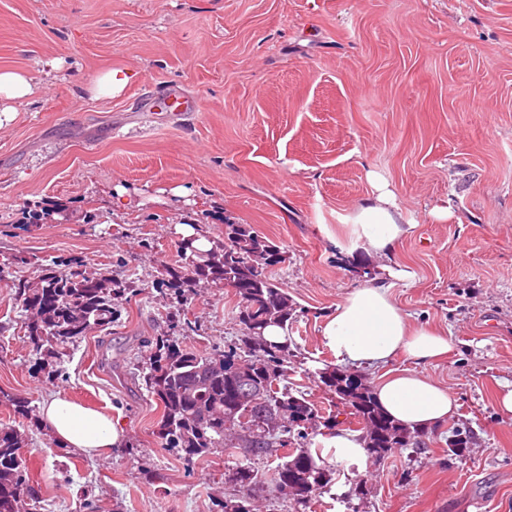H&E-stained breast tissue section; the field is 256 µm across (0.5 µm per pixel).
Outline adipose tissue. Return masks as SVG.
<instances>
[{
    "label": "adipose tissue",
    "instance_id": "1",
    "mask_svg": "<svg viewBox=\"0 0 512 512\" xmlns=\"http://www.w3.org/2000/svg\"><path fill=\"white\" fill-rule=\"evenodd\" d=\"M413 229L392 192L379 189L347 218L346 244L376 252L391 249ZM322 340L337 361L380 366L396 357L429 364L450 349L447 336L411 326L390 287L364 286L351 291L323 325ZM375 398L395 421L410 428L448 423L457 412L454 397L439 381L404 369L383 374ZM40 419L61 444L102 457L122 443V432L105 414L54 394L39 406Z\"/></svg>",
    "mask_w": 512,
    "mask_h": 512
}]
</instances>
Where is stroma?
<instances>
[{
  "label": "stroma",
  "mask_w": 512,
  "mask_h": 512,
  "mask_svg": "<svg viewBox=\"0 0 512 512\" xmlns=\"http://www.w3.org/2000/svg\"><path fill=\"white\" fill-rule=\"evenodd\" d=\"M111 68L132 80L95 97ZM0 69L33 78L0 124V425L25 439L39 498L28 512H224L239 500L250 512H512V415L497 404L512 383V0H0ZM172 87L197 110L158 108ZM381 181L410 235L385 256L335 247ZM44 209L50 221L28 223ZM186 222L214 242L249 224L279 243L273 277L297 306L293 379L323 417L326 316L356 288L392 285L412 325L451 343L420 371L457 400L470 448L453 455L438 433L362 472L334 461L328 487L301 501L277 491L265 460L162 442L141 381L153 339L207 355L242 333L231 290L205 284L180 305L166 287ZM56 262L138 288L50 375L12 281ZM56 393L118 420L121 447L90 459L56 444L38 414ZM246 463L252 491L233 479Z\"/></svg>",
  "instance_id": "1"
}]
</instances>
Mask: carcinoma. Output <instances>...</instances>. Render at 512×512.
Listing matches in <instances>:
<instances>
[{
	"mask_svg": "<svg viewBox=\"0 0 512 512\" xmlns=\"http://www.w3.org/2000/svg\"><path fill=\"white\" fill-rule=\"evenodd\" d=\"M190 254L185 265L166 271L167 285L186 300L189 293L207 284H222L237 297V319L243 326L234 346L223 354L201 356L174 340L155 341L153 363L143 375L146 391L162 407L159 438L192 456H205L215 448H240L245 417L248 431L261 438L251 449L250 459H264L279 450L273 482L285 496L306 499L312 491L330 483L311 446L316 433L305 424L318 417V410L302 390L291 387L288 364L294 349L269 342L264 331L271 326L288 327L293 302L275 283L271 268L283 260L280 247L259 235L249 224H228L224 246ZM14 287L21 308L27 312L25 336L35 353L44 354L47 365L77 339L107 327L114 319L113 296L130 289L105 276L50 267L31 285L18 280ZM264 390L254 402L238 399L243 391V373ZM320 382L360 424L367 452L384 458L401 448H417L426 430L410 429L384 414L373 388L360 375L337 367L320 372ZM470 436L455 429L448 448L457 455L468 447ZM24 441L9 426L0 427V512H25V498L32 496L24 475L21 448Z\"/></svg>",
	"mask_w": 512,
	"mask_h": 512,
	"instance_id": "cac0c4a2",
	"label": "carcinoma"
}]
</instances>
